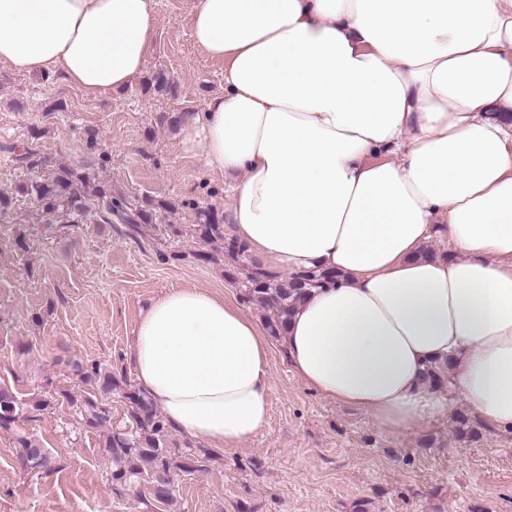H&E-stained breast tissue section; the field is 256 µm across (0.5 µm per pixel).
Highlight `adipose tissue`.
Instances as JSON below:
<instances>
[{"label":"adipose tissue","mask_w":512,"mask_h":512,"mask_svg":"<svg viewBox=\"0 0 512 512\" xmlns=\"http://www.w3.org/2000/svg\"><path fill=\"white\" fill-rule=\"evenodd\" d=\"M224 91L181 125L233 182L225 226L271 273L331 268L288 324L294 373L380 426L441 410L447 365L512 428V0H188ZM152 0H0V64L86 94L143 70ZM445 224L456 255L420 251ZM139 389L183 435L232 448L269 420L270 343L194 286L141 313Z\"/></svg>","instance_id":"ef3b65f1"}]
</instances>
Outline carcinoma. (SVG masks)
<instances>
[{
	"mask_svg": "<svg viewBox=\"0 0 512 512\" xmlns=\"http://www.w3.org/2000/svg\"><path fill=\"white\" fill-rule=\"evenodd\" d=\"M91 180L93 177L87 172L63 167L53 178L32 181L22 191L39 203L46 224H83L91 215L85 203L86 188L90 187ZM93 194L102 205L100 222L103 224L112 223L114 218L124 224H147L152 220L153 203L149 199L145 200V206L126 211L112 201V191L106 185L96 186ZM197 233L203 241H224V262L245 274L249 285L248 298L257 301L269 312L267 328L274 336L286 334L288 321L304 301L309 289L320 288L339 277L335 270L308 271L291 277L285 284L279 283L275 281V276L262 270L256 263H246L245 248L225 239L224 225L217 215H206L204 223L198 225ZM69 366L81 382L96 394H110L120 387V381L112 374V369L101 363L72 361ZM63 397L68 403L81 406L88 426L108 428L103 447L112 460V485L122 488L142 482L156 502L164 506L173 503L175 488L171 480L175 470L193 471L192 459L186 457L177 463L171 459L167 448L168 426L142 392L126 389L128 421L115 428L112 427L110 411L98 401L86 398L80 403L67 393ZM49 404L50 401L42 398L20 401L11 390L0 385V428L9 429L19 419L41 412ZM17 444L22 466L29 469L47 466V449L38 441L21 435L17 438Z\"/></svg>",
	"mask_w": 512,
	"mask_h": 512,
	"instance_id": "1",
	"label": "carcinoma"
}]
</instances>
